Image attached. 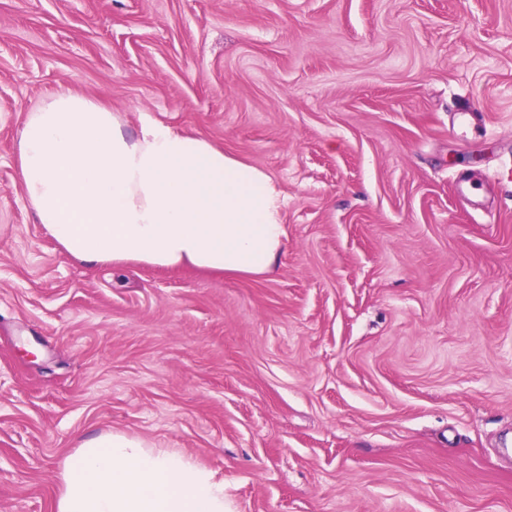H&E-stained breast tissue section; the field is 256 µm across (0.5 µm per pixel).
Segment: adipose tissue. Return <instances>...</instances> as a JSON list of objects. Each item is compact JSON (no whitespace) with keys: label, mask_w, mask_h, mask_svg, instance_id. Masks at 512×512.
<instances>
[{"label":"adipose tissue","mask_w":512,"mask_h":512,"mask_svg":"<svg viewBox=\"0 0 512 512\" xmlns=\"http://www.w3.org/2000/svg\"><path fill=\"white\" fill-rule=\"evenodd\" d=\"M24 197L76 261L217 274L271 273L286 197L265 171L204 137L70 92L29 112L18 150ZM57 479L56 512H224V485L141 438L81 440Z\"/></svg>","instance_id":"ef3b65f1"}]
</instances>
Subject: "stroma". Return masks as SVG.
Returning a JSON list of instances; mask_svg holds the SVG:
<instances>
[{"label":"stroma","instance_id":"stroma-1","mask_svg":"<svg viewBox=\"0 0 512 512\" xmlns=\"http://www.w3.org/2000/svg\"><path fill=\"white\" fill-rule=\"evenodd\" d=\"M63 91L272 175L275 271L64 253L16 169ZM108 430L224 512H512V0H0V512Z\"/></svg>","mask_w":512,"mask_h":512}]
</instances>
